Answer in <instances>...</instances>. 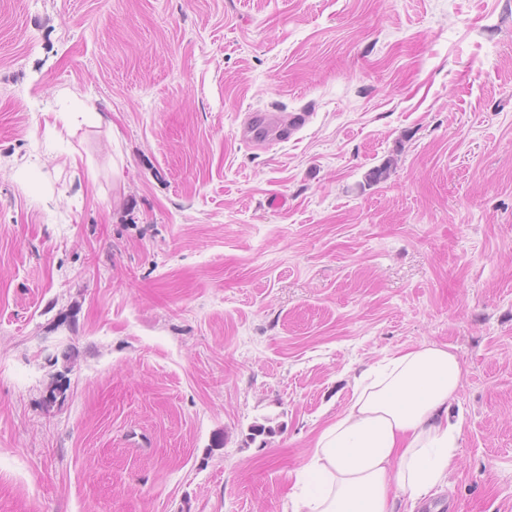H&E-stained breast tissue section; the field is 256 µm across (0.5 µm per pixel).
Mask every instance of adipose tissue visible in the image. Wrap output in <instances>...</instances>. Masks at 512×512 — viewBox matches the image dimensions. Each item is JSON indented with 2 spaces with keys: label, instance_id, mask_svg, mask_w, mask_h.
<instances>
[{
  "label": "adipose tissue",
  "instance_id": "adipose-tissue-1",
  "mask_svg": "<svg viewBox=\"0 0 512 512\" xmlns=\"http://www.w3.org/2000/svg\"><path fill=\"white\" fill-rule=\"evenodd\" d=\"M462 369L447 346L386 357L354 378L345 409L314 439L299 473V512H392L448 482L462 421L451 414Z\"/></svg>",
  "mask_w": 512,
  "mask_h": 512
}]
</instances>
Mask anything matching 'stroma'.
Instances as JSON below:
<instances>
[{"instance_id":"1","label":"stroma","mask_w":512,"mask_h":512,"mask_svg":"<svg viewBox=\"0 0 512 512\" xmlns=\"http://www.w3.org/2000/svg\"><path fill=\"white\" fill-rule=\"evenodd\" d=\"M425 343L512 512V0H0V512H295ZM268 116H269V123L266 127L267 129H263L264 131L261 132L260 131L261 128H259L258 126H255V123H254L255 115H254L252 117V122L250 124H249L250 119H248V121H247V124H249V125L246 128V132L249 134H252V137L255 139L266 138L269 135L268 134L269 131H271L272 135L284 137V136H287L291 130L302 125L305 122L306 117H307V115L305 113H300V114L296 115V117H294L293 124L288 126V123H283L281 121V119L276 114L268 113Z\"/></svg>"}]
</instances>
